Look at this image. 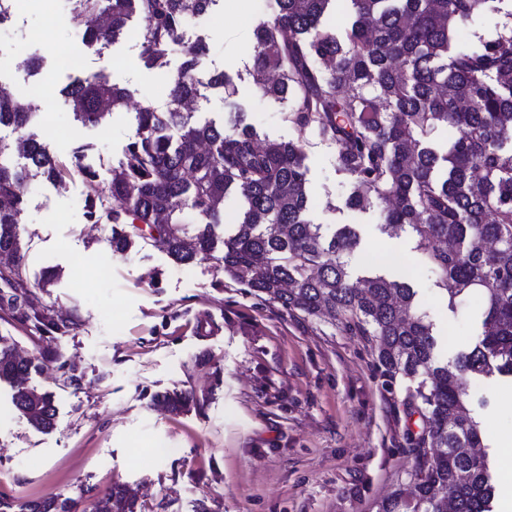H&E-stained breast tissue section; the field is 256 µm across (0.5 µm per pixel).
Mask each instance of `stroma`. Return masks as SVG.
<instances>
[{
  "label": "stroma",
  "instance_id": "obj_1",
  "mask_svg": "<svg viewBox=\"0 0 512 512\" xmlns=\"http://www.w3.org/2000/svg\"><path fill=\"white\" fill-rule=\"evenodd\" d=\"M74 0H27L19 18L0 27L9 52L1 79L24 92L31 59L53 71L56 90L45 99L54 128L40 119L26 136L44 142L67 168V190L39 177L21 187L20 237L25 278L36 304L69 320L65 332H32L22 309L0 303V345L42 357L27 387L54 396L52 429L33 427L0 382V497L24 503L71 499L74 512H93L112 485L137 497L136 512H376L414 466L410 435L422 420L406 403L409 381L382 376L371 343L328 320L288 312L224 272L213 258L175 263L163 243L144 235L121 254L111 227L89 218L86 199L109 203L112 168L123 159L147 103L165 107L181 68V47L162 65L143 62L145 21L133 14L122 35L84 53L85 73L106 75L129 90L124 108L100 126L84 125L62 88L70 81L57 61L77 43ZM56 23L44 43L35 36L46 12ZM276 0H216L186 19L191 40L208 50L196 75L206 83L224 73L233 89H202L190 121L232 127L244 113L262 141H294L305 149L311 223L332 234L353 225L361 246L353 275L374 269L405 276L442 341L441 361L471 343L480 302L449 307L431 266L411 236L388 237L379 207H345L350 180L336 164V147L287 119L291 102L262 96L252 76L254 26L271 19ZM93 180H86V173ZM188 396L174 411L165 395ZM467 407L484 432L502 480L501 448L512 439V380L472 384ZM170 455L154 453L158 442Z\"/></svg>",
  "mask_w": 512,
  "mask_h": 512
}]
</instances>
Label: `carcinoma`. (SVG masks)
Listing matches in <instances>:
<instances>
[{
    "instance_id": "1",
    "label": "carcinoma",
    "mask_w": 512,
    "mask_h": 512,
    "mask_svg": "<svg viewBox=\"0 0 512 512\" xmlns=\"http://www.w3.org/2000/svg\"><path fill=\"white\" fill-rule=\"evenodd\" d=\"M215 0H75L72 20L102 45L123 33L128 18L144 16V62L160 64L177 43L187 16ZM273 20L254 30L252 68L262 95L292 102L288 121L336 145L338 168L351 179L345 207H381L385 233L409 234L437 274L449 307L476 293L483 300L474 345L446 363L426 312L408 280L383 274L352 279L360 239L349 224L326 237L305 219L309 197L303 146L288 141L258 147L246 125L224 132L192 125L182 112L199 95L194 76L202 47L184 51L171 90L172 107L150 104L112 169L111 246L123 252L140 225L153 228L172 259L190 264L212 255L213 229L230 190L245 203L243 218L222 241L220 260L232 280L289 312L327 316L372 343L382 373L415 383L409 397L423 428L409 441L415 466L411 494L393 490L378 512H493L496 486L479 421L466 408L473 377L512 378V9L505 0H345L341 33L321 26L338 0H276ZM503 13L495 33L457 50L454 32L473 16ZM84 124L98 125L124 106L128 91L99 74L63 89ZM32 117L0 93V126L24 128ZM445 125L462 136L441 155L432 145ZM183 129L175 140L169 128ZM17 152L26 165L6 156ZM65 167L40 141L0 145V292L29 305L32 330H61L46 307L30 304L18 226L20 186L29 176L57 180ZM201 220L189 229L186 207ZM39 371L0 348V380L13 384L19 410L38 429L53 426L52 396L25 386ZM35 512H68L67 500L39 499ZM135 501L114 486L95 512H134Z\"/></svg>"
}]
</instances>
